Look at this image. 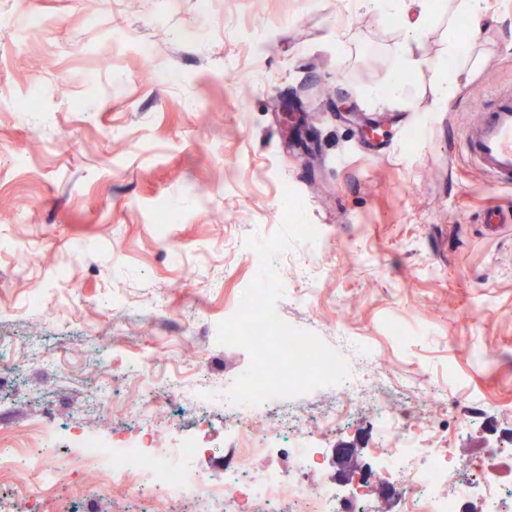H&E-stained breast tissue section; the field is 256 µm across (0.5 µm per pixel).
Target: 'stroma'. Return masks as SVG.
I'll return each instance as SVG.
<instances>
[{
    "label": "stroma",
    "mask_w": 512,
    "mask_h": 512,
    "mask_svg": "<svg viewBox=\"0 0 512 512\" xmlns=\"http://www.w3.org/2000/svg\"><path fill=\"white\" fill-rule=\"evenodd\" d=\"M459 40L469 56L449 60ZM397 24L356 0H0V428L55 434L48 449L67 474L40 512H171L122 491L94 492L98 475L71 465L76 428L123 438L139 382L175 376L157 393L156 418L194 435L224 469L225 399L248 353L217 343V326L258 274L248 236L272 235L282 197L304 202L315 245L277 260L286 321L330 346L373 340L382 402L408 426L447 425L439 444L463 457L499 448L512 482V228L482 222L486 206L512 207L460 149L480 100L512 89V0H488L471 20L459 0H435L399 98L373 91L396 70ZM454 67L459 85L440 101ZM307 124L287 139L283 103ZM379 123L376 139L345 113ZM33 253V263L23 254ZM41 289V308L24 303ZM400 324L405 342L388 330ZM211 404L192 410L197 375ZM448 389L423 405L406 382ZM248 429L284 470L291 429L268 413ZM372 406L328 433L314 480H339L337 447L356 450L380 493Z\"/></svg>",
    "instance_id": "stroma-1"
}]
</instances>
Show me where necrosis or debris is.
Instances as JSON below:
<instances>
[{"mask_svg": "<svg viewBox=\"0 0 512 512\" xmlns=\"http://www.w3.org/2000/svg\"><path fill=\"white\" fill-rule=\"evenodd\" d=\"M385 384L386 378L380 373L348 379L335 407L323 413L314 425L295 413H285L283 420L294 431L290 454L300 465L315 463L326 432L335 429L355 407L378 406ZM153 408L154 398L148 394L132 407L140 425L137 435L128 440L77 433L76 466L96 467L101 474V489L124 486L141 498L210 506L214 512H278V505L285 498L292 500V512H370L369 501L358 484L347 493L330 481L309 486L303 479L286 476L273 466L260 476L250 475V461L260 453L243 428L255 413L252 406H235L233 418L224 424L225 432L235 440L234 454L218 476L199 468L203 448L195 440L178 439L163 457L155 453L158 425L152 419ZM435 434V427L411 428L398 415L380 411L378 439L372 453L389 483L393 512H464L465 492L450 486L455 473L463 470L471 473L476 487L482 490V512H498L506 483L494 464L497 449H486L484 458L479 460L466 459L454 449L436 447ZM14 445V440L0 429V447L12 451L9 458L0 461V476L9 474L24 481L29 474H36L39 496H53L63 480L62 474L48 457L29 458L15 451Z\"/></svg>", "mask_w": 512, "mask_h": 512, "instance_id": "1", "label": "necrosis or debris"}]
</instances>
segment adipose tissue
<instances>
[{"label":"adipose tissue","mask_w":512,"mask_h":512,"mask_svg":"<svg viewBox=\"0 0 512 512\" xmlns=\"http://www.w3.org/2000/svg\"><path fill=\"white\" fill-rule=\"evenodd\" d=\"M362 4L373 8H389L397 20L403 37L396 48L397 77L376 95L387 99L396 96L402 87V73L417 68L421 60L417 55L419 39L429 12V0H361Z\"/></svg>","instance_id":"ef3b65f1"}]
</instances>
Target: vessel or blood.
I'll use <instances>...</instances> for the list:
<instances>
[{
  "label": "vessel or blood",
  "instance_id": "b4317fda",
  "mask_svg": "<svg viewBox=\"0 0 512 512\" xmlns=\"http://www.w3.org/2000/svg\"><path fill=\"white\" fill-rule=\"evenodd\" d=\"M463 152L498 186L512 185V91L482 107L480 119L463 136Z\"/></svg>",
  "mask_w": 512,
  "mask_h": 512
}]
</instances>
